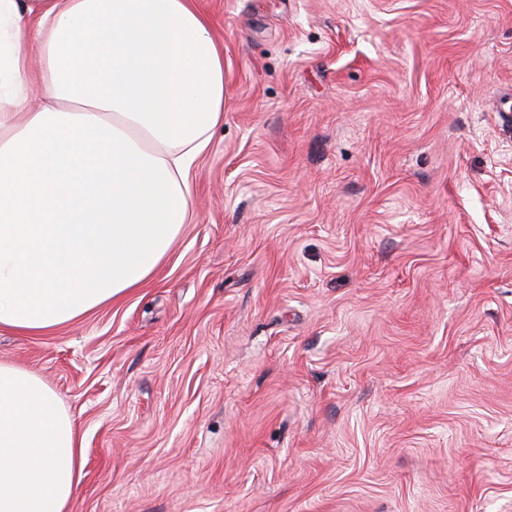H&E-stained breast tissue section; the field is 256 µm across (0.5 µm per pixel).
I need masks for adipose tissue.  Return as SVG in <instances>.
Wrapping results in <instances>:
<instances>
[{
    "label": "adipose tissue",
    "mask_w": 512,
    "mask_h": 512,
    "mask_svg": "<svg viewBox=\"0 0 512 512\" xmlns=\"http://www.w3.org/2000/svg\"><path fill=\"white\" fill-rule=\"evenodd\" d=\"M224 103L196 0H0V328L42 336L153 277ZM82 466L57 393L0 362V512H69Z\"/></svg>",
    "instance_id": "adipose-tissue-1"
}]
</instances>
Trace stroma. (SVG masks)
Listing matches in <instances>:
<instances>
[{"mask_svg":"<svg viewBox=\"0 0 512 512\" xmlns=\"http://www.w3.org/2000/svg\"><path fill=\"white\" fill-rule=\"evenodd\" d=\"M224 122L141 288L0 361L71 512H512V0H199Z\"/></svg>","mask_w":512,"mask_h":512,"instance_id":"obj_1","label":"stroma"}]
</instances>
